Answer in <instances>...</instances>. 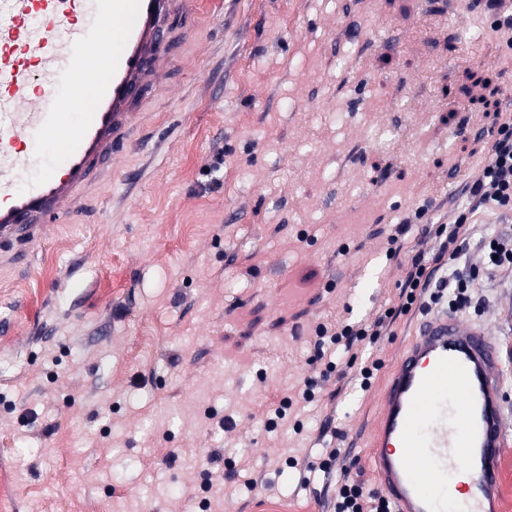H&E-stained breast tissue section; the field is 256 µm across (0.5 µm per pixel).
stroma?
<instances>
[{
    "label": "stroma",
    "mask_w": 512,
    "mask_h": 512,
    "mask_svg": "<svg viewBox=\"0 0 512 512\" xmlns=\"http://www.w3.org/2000/svg\"><path fill=\"white\" fill-rule=\"evenodd\" d=\"M166 26L182 35L132 143L30 266L0 270L11 510L330 512L343 477L377 485L380 394L426 314L353 347L382 361L366 390L322 378L315 328L399 306L408 261L439 252L494 113L512 114V30L476 0H209ZM419 208L389 257L386 229ZM488 234L512 238V214L482 207L460 230ZM471 296L460 316L496 343L512 426V268ZM324 430L349 471L285 466ZM216 448L251 470L206 477Z\"/></svg>",
    "instance_id": "35a3bbf8"
}]
</instances>
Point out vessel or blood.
Returning <instances> with one entry per match:
<instances>
[{"mask_svg":"<svg viewBox=\"0 0 512 512\" xmlns=\"http://www.w3.org/2000/svg\"><path fill=\"white\" fill-rule=\"evenodd\" d=\"M200 0H0V245L45 241L97 164L118 155L143 118V87L161 88L169 9ZM106 72L81 107L89 70ZM47 152L32 167L23 150ZM498 352L489 331L440 312L424 319L381 395L371 446L378 492L394 512H495L505 447ZM469 477L466 498L452 484Z\"/></svg>","mask_w":512,"mask_h":512,"instance_id":"b4317fda","label":"vessel or blood"}]
</instances>
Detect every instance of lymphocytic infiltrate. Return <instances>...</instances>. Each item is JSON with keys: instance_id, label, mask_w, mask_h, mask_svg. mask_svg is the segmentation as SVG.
<instances>
[{"instance_id": "1", "label": "lymphocytic infiltrate", "mask_w": 512, "mask_h": 512, "mask_svg": "<svg viewBox=\"0 0 512 512\" xmlns=\"http://www.w3.org/2000/svg\"><path fill=\"white\" fill-rule=\"evenodd\" d=\"M497 124L489 161L479 175L470 181L467 187L469 204L457 213L438 256L431 262L420 253L412 256L400 291L403 299L401 308L384 310L368 326L356 328L341 322L321 324L316 328L317 336L330 337L334 344L349 350L356 342L365 339L377 342L396 319L398 311H409L415 305L425 309L443 301L455 310L468 304L470 282L462 276L458 267L467 251V245L459 241L458 228L483 206L489 205L497 211L512 213V119L502 117ZM334 512L390 510L388 503L376 491L367 489L360 481L347 478L339 488Z\"/></svg>"}]
</instances>
